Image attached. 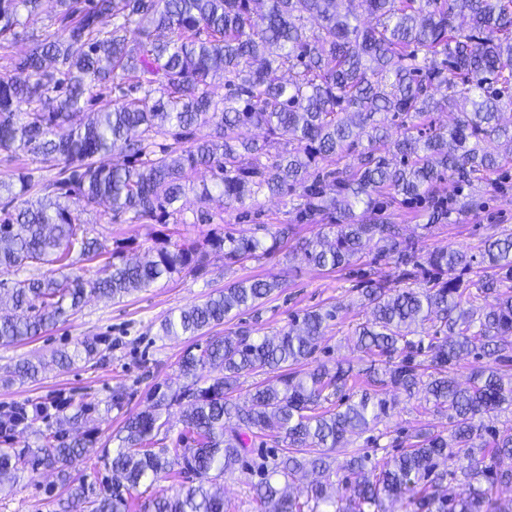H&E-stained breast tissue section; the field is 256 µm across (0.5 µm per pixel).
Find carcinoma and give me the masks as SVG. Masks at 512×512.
<instances>
[{
  "label": "carcinoma",
  "instance_id": "obj_1",
  "mask_svg": "<svg viewBox=\"0 0 512 512\" xmlns=\"http://www.w3.org/2000/svg\"><path fill=\"white\" fill-rule=\"evenodd\" d=\"M353 3L57 0L56 28L29 44L22 14L37 13L42 0H0V48L15 49L10 64L19 73L0 76V150L67 162L56 179L26 167L0 181V274L15 276L10 286L0 281V345L40 335L90 294L120 298L187 268L202 271L213 253L234 264L288 241L292 225L283 224L269 246L226 233L135 262L108 260L109 273L96 280L73 271L110 251L75 222L71 204L103 205L112 222L178 217L189 173L200 167L213 176L198 189L205 204L288 195L297 224L336 216L333 238L296 242L317 267H349L375 247L373 262L357 270L371 319L356 328L355 347L368 366L297 369L336 319L334 307L307 310L273 336H212L180 358L181 387L155 388L149 407L127 419L112 450V486L77 475L93 440L68 427L92 404L71 400L0 407V436L39 418L57 425L38 448H0V482L25 468L50 469L66 487L68 512H132L133 490L175 477L174 493L150 500L147 512H228L216 480L242 467L258 477V512H512V469L498 464L512 456V426L485 422L512 408V234L489 236L478 258L460 250L422 256L387 214L396 203L423 204L440 223L467 212L479 187L502 189L495 176L512 161L499 151L502 141L512 147V125L500 121L512 106V0H361L375 18L370 27L360 26ZM221 78L227 92L217 100L212 86ZM84 103L100 107L75 125ZM438 109L456 113L443 131L429 122ZM396 118L404 132L393 140ZM201 127L209 132L199 137ZM244 127L265 130L281 150L242 137ZM363 137L367 146L338 166ZM114 153L123 161H101ZM445 180L453 185L446 196ZM367 214L373 221H363ZM380 260L396 265L400 281L423 276L425 286L374 278ZM44 265L56 272H37ZM475 265L478 278L463 284ZM283 287L277 277L236 281L170 314L164 335L202 334ZM427 324L435 327L429 340L411 337L412 326ZM99 345L79 341L56 362L96 360ZM470 355L486 364L463 386L448 365ZM40 369L21 361L10 376L31 379ZM271 372L274 381L238 402L241 377ZM357 378L366 383L358 400L326 407ZM389 388L424 394L448 413V433L420 427L382 465L356 454L331 481L328 451L389 415ZM174 405L178 447L154 448ZM309 470L323 480L305 500L281 486Z\"/></svg>",
  "mask_w": 512,
  "mask_h": 512
}]
</instances>
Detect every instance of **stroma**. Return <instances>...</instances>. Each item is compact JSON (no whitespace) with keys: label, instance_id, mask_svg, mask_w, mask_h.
Wrapping results in <instances>:
<instances>
[{"label":"stroma","instance_id":"stroma-1","mask_svg":"<svg viewBox=\"0 0 512 512\" xmlns=\"http://www.w3.org/2000/svg\"><path fill=\"white\" fill-rule=\"evenodd\" d=\"M209 170L189 176L190 187L182 200V223H110L102 207L74 205L75 216L91 232L104 240L117 257L139 259L157 248L174 247L183 239L204 240L227 231L259 232L271 237L289 220L287 198L265 196L259 201L245 200L225 209L211 223L199 224L196 213L202 204L197 190L210 181ZM392 223L400 225L404 236L418 239L422 252L438 249L463 250L478 254L482 239L493 232L512 233V180L504 190L476 194L468 213L458 221L430 225L423 208L398 204L390 210ZM275 275L284 282L282 291L272 294L256 308L242 311L233 320L214 327L211 335L221 336L239 329L257 335L277 333L304 311L336 308L337 317L318 342L313 363L329 367L339 364L361 365L362 355L352 337L369 311L363 306L355 287L357 278L351 270H327L309 265L302 254L285 244L274 254L225 264L216 254L204 273L188 270L163 279L152 287L132 292L120 299L88 297L81 311L67 321L49 328L40 336L20 344L0 345V406L14 402H42L65 397L91 403L93 409L79 426L92 432L93 455L86 464L89 480L110 477L105 467L104 449L116 448L117 435L126 419L144 410L155 387L177 388L182 383L178 362L186 350L205 347L209 335L167 336L161 325L171 312L197 304L216 290L235 281L254 276ZM106 338L112 343L103 362L77 361L73 366H57L52 356L59 350H72L77 341ZM42 361L44 368L34 380H8L7 372L22 360ZM126 387L129 396L123 408L112 406V392ZM427 426L447 430L448 419L433 411L419 397L399 394L394 398L391 418L378 423L374 430L353 436L340 448L331 450L336 464L350 455L368 456L370 463H381L395 455L390 441ZM64 494L56 473L19 472L0 486V512H62Z\"/></svg>","mask_w":512,"mask_h":512}]
</instances>
